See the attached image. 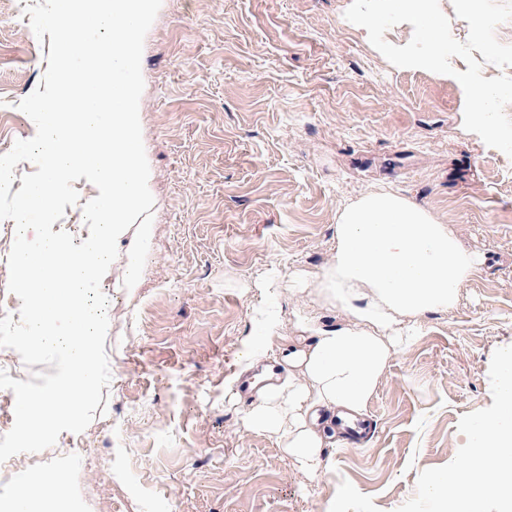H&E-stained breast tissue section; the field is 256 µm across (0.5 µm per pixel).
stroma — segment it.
<instances>
[{
	"mask_svg": "<svg viewBox=\"0 0 512 512\" xmlns=\"http://www.w3.org/2000/svg\"><path fill=\"white\" fill-rule=\"evenodd\" d=\"M351 2L162 0L141 61L152 244L132 289L120 263L106 277L111 380L92 422L27 469L64 474L69 512H321L344 486L342 512H436L428 473L462 465L468 422L495 411L512 351V158L464 128L454 77L390 64L345 19ZM49 52L19 0H0L1 137L35 135L18 104ZM378 190L449 224L476 267L392 356L369 440L337 444L312 477L245 426L240 343L271 298L292 345L297 311L348 324L318 275L337 215Z\"/></svg>",
	"mask_w": 512,
	"mask_h": 512,
	"instance_id": "1",
	"label": "stroma"
}]
</instances>
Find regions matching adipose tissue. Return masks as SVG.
<instances>
[{"instance_id": "ef3b65f1", "label": "adipose tissue", "mask_w": 512, "mask_h": 512, "mask_svg": "<svg viewBox=\"0 0 512 512\" xmlns=\"http://www.w3.org/2000/svg\"><path fill=\"white\" fill-rule=\"evenodd\" d=\"M475 264L441 219L400 195L371 192L347 205L337 219L336 251L320 278L352 321L325 328L298 312L297 323L312 341L283 351L284 376L260 390L245 425L284 440L305 472L329 473L325 451L336 445V418L362 415L375 394L401 333L395 314L452 307ZM280 328L273 309L257 314L254 332L241 343L245 368L267 359ZM497 393L496 412L467 426L468 464L426 477L438 512H480L488 501L512 512L511 351L498 360Z\"/></svg>"}]
</instances>
